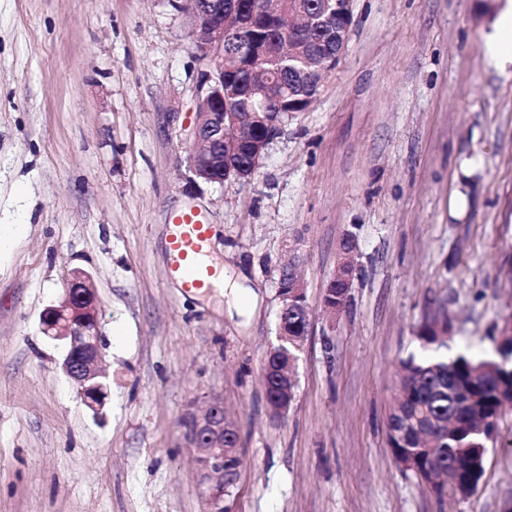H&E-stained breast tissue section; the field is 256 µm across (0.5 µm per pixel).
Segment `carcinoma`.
I'll use <instances>...</instances> for the list:
<instances>
[{"mask_svg":"<svg viewBox=\"0 0 512 512\" xmlns=\"http://www.w3.org/2000/svg\"><path fill=\"white\" fill-rule=\"evenodd\" d=\"M422 351H438L442 344L431 335L429 322L417 328ZM494 355L458 352L447 358H422L410 353L399 360L398 401L388 419V443L395 461L421 459V468L407 471L418 476L422 468L455 467L462 476L479 483L487 447L512 400V374L493 363Z\"/></svg>","mask_w":512,"mask_h":512,"instance_id":"1","label":"carcinoma"}]
</instances>
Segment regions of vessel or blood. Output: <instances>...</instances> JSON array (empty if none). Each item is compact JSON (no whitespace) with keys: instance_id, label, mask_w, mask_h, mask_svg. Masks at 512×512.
<instances>
[{"instance_id":"b4317fda","label":"vessel or blood","mask_w":512,"mask_h":512,"mask_svg":"<svg viewBox=\"0 0 512 512\" xmlns=\"http://www.w3.org/2000/svg\"><path fill=\"white\" fill-rule=\"evenodd\" d=\"M174 232L168 243V276L185 293L196 294L211 286L215 274L204 257L210 244V226L194 210L177 213L172 218Z\"/></svg>"}]
</instances>
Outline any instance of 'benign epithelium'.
I'll return each instance as SVG.
<instances>
[{
  "label": "benign epithelium",
  "mask_w": 512,
  "mask_h": 512,
  "mask_svg": "<svg viewBox=\"0 0 512 512\" xmlns=\"http://www.w3.org/2000/svg\"><path fill=\"white\" fill-rule=\"evenodd\" d=\"M187 12L197 55L205 63L194 99L196 122L189 134L192 172L212 184L222 185L230 179L248 181L279 134L284 118L307 111L323 80L340 64L353 23V0H321L314 12L309 11L304 0H294L286 24L276 13L265 16L266 31L275 34L280 42L296 38L294 21L325 33V38L314 43L310 51L288 58L295 69V79L286 86L278 83L273 71L260 81L253 79L257 59L266 50L262 33L253 35L235 52L231 65L224 64V35L255 29V13L240 7L237 0H222L209 12L197 6ZM356 251L355 238L346 236L338 264L344 292L327 285L323 303L328 311L341 309L345 302V293L356 273L352 261ZM64 292L62 304L48 306L41 313V329L63 345L62 370L79 388L85 406L97 413L108 398V385L97 370L102 359L97 292L91 276L82 269L72 272ZM280 294L277 344L268 351L265 375L277 385L276 395L267 398L269 408L283 417L295 397L288 387H297V376L288 375V366L296 365L300 350L288 333V321L307 325L310 310L303 284L293 273L283 276ZM180 426L183 438L200 449L196 468L204 489L205 512H229L224 491L236 482L240 467H228V460L240 455L238 449L224 447V440L232 439L238 429L224 416L223 397L210 394L202 410L190 403L181 415Z\"/></svg>",
  "instance_id": "1"
}]
</instances>
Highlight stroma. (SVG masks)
<instances>
[{"label": "stroma", "instance_id": "1", "mask_svg": "<svg viewBox=\"0 0 512 512\" xmlns=\"http://www.w3.org/2000/svg\"><path fill=\"white\" fill-rule=\"evenodd\" d=\"M502 2L354 0L309 110L251 180L218 185L189 169L203 64L176 0H0V226L17 227L0 252V512H204L179 418L211 392L239 430L232 512H512V408L466 496L403 472L386 436L421 323L480 353L512 314V75L483 50ZM186 209L249 308L168 278ZM348 235L357 271L332 315ZM77 268L98 293V415L39 325ZM288 269L310 325L275 418L262 376Z\"/></svg>", "mask_w": 512, "mask_h": 512}]
</instances>
